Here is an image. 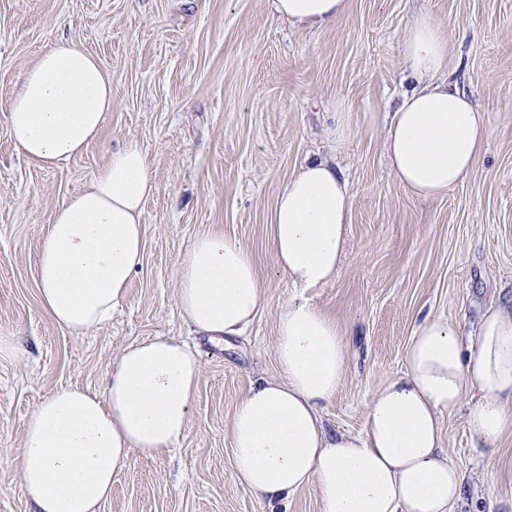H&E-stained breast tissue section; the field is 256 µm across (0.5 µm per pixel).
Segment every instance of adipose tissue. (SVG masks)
<instances>
[{"label":"adipose tissue","mask_w":512,"mask_h":512,"mask_svg":"<svg viewBox=\"0 0 512 512\" xmlns=\"http://www.w3.org/2000/svg\"><path fill=\"white\" fill-rule=\"evenodd\" d=\"M274 15L321 29L347 0H270ZM407 77L390 114L388 164L413 195L427 199L461 182L484 150L489 127L448 77V38L418 14L402 45ZM112 109V80L79 42L61 40L26 71L8 117L9 134L30 160L54 166L97 141ZM155 183L137 140L113 152L91 185L67 199L41 235L40 304L55 323L83 336L119 308L144 251L141 217ZM352 189L335 164L305 159L281 187L268 217L272 259L297 287L334 279L346 247ZM266 290L238 239L210 231L178 269L176 303L192 332L213 343L242 336ZM276 377H261L235 407L228 438L235 483L287 512L288 499L315 484L321 512H453L464 475L445 448L443 418L465 409L486 444L512 428V297L483 313L469 335L438 317L416 325L404 371L371 399L365 428L327 435L321 410L346 372L335 319L293 299L277 316ZM202 364L176 337L125 347L103 392L64 387L24 426L23 490L35 512H98L133 454L172 451L190 418Z\"/></svg>","instance_id":"obj_1"}]
</instances>
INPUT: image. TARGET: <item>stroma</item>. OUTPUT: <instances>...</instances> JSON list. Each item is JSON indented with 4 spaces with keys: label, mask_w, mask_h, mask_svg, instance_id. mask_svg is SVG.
Wrapping results in <instances>:
<instances>
[{
    "label": "stroma",
    "mask_w": 512,
    "mask_h": 512,
    "mask_svg": "<svg viewBox=\"0 0 512 512\" xmlns=\"http://www.w3.org/2000/svg\"><path fill=\"white\" fill-rule=\"evenodd\" d=\"M448 37V72L487 116V147L466 177L420 199L385 156L384 111L404 77L401 44L417 14ZM80 42L112 76V110L98 140L53 168L8 134L24 73L58 39ZM347 125L337 130V113ZM137 139L156 190L145 204L144 257L112 321L84 336L59 328L37 285L41 232L86 189L127 139ZM334 158L352 187L339 272L295 288L273 264L267 217L304 158ZM239 239L266 294L246 334L217 347L190 336L177 306V269L207 231ZM512 292V0H348L335 25L307 29L268 0H0V512H34L18 457L25 422L62 387L103 391L128 344L189 339L202 375L173 453L133 455L99 512H268L238 486L228 428L252 381L280 373L276 315L303 297L345 334L347 370L322 417L328 432H362L375 392L404 369L418 319L468 328L477 307ZM449 459L464 473L455 512H512V430L491 445L464 411L444 418Z\"/></svg>",
    "instance_id": "stroma-1"
}]
</instances>
